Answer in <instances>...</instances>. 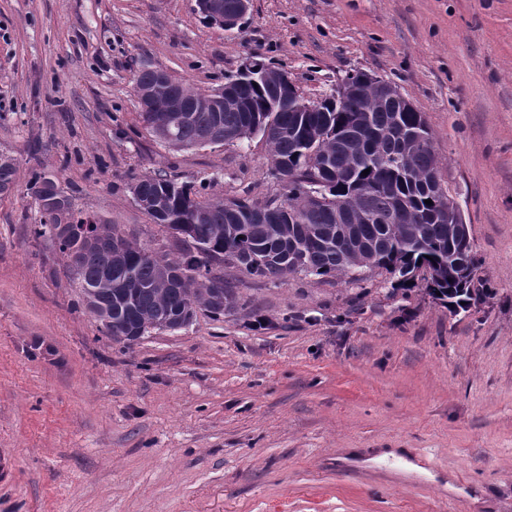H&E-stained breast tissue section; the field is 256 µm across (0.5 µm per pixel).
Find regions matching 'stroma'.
<instances>
[{"mask_svg":"<svg viewBox=\"0 0 512 512\" xmlns=\"http://www.w3.org/2000/svg\"><path fill=\"white\" fill-rule=\"evenodd\" d=\"M255 59L311 101L362 71L424 114L470 227L469 311L381 269L227 268L224 315L131 343L101 332L30 232V182L54 175L75 215L177 253L133 200L142 176L210 197L280 188L261 137L161 145L134 75L206 93ZM1 152L17 174L0 198V512H512V0H251L230 31L197 0H0ZM389 448L428 474L379 460Z\"/></svg>","mask_w":512,"mask_h":512,"instance_id":"obj_1","label":"stroma"}]
</instances>
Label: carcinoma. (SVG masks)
<instances>
[{
	"label": "carcinoma",
	"mask_w": 512,
	"mask_h": 512,
	"mask_svg": "<svg viewBox=\"0 0 512 512\" xmlns=\"http://www.w3.org/2000/svg\"><path fill=\"white\" fill-rule=\"evenodd\" d=\"M181 104L160 103L153 112L139 113L143 124L161 143L169 110L182 108L187 115L176 130L177 150L201 146L200 132L220 118L224 143L237 144L256 135L270 149L283 199L264 202L247 197L200 199L185 184L160 173L138 180L142 207L154 223L184 236L177 258L143 257L147 249L130 240L112 259V284L102 286L107 258L83 247H58L83 288L86 309L100 322L104 335L130 325L143 331L158 329L166 313L195 316L203 307L215 316L236 304L232 289L215 282L214 267L232 265L260 279L288 273L313 276L345 275L355 267L381 268L399 275V282H413L424 271L426 289L445 300L470 286L476 261L471 237L457 234L448 214L457 210L448 192L426 190L424 183L438 171V161L424 130L426 142L405 146L395 131L412 123L427 124L423 113L403 112L400 105L381 104L374 92L335 103L327 97L313 112H270L266 93L243 85L239 96L248 109H227L216 114L199 105L205 94L177 81ZM353 131L363 139V150L349 152L337 137ZM326 155L339 180L320 175L311 155L313 148ZM369 174H363L364 170ZM16 182V162H0V194ZM307 185L319 196L313 201L300 193ZM163 200L160 208L153 202ZM432 204H426V201ZM277 206L282 213L271 220H251L247 214ZM252 253L249 266L241 255ZM189 270L193 276L178 286L171 273ZM219 289L224 304L212 303Z\"/></svg>",
	"instance_id": "cac0c4a2"
}]
</instances>
